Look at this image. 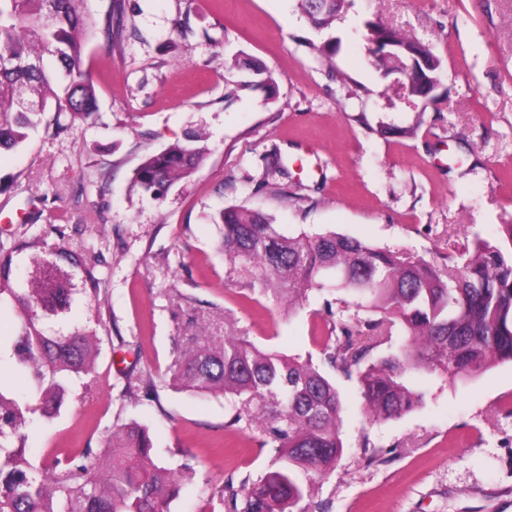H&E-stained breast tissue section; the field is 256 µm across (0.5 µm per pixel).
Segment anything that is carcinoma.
I'll return each mask as SVG.
<instances>
[{
  "label": "carcinoma",
  "mask_w": 512,
  "mask_h": 512,
  "mask_svg": "<svg viewBox=\"0 0 512 512\" xmlns=\"http://www.w3.org/2000/svg\"><path fill=\"white\" fill-rule=\"evenodd\" d=\"M86 0H0V151L21 147L50 106L89 119L96 100L92 74L83 64L85 37L95 23ZM316 28H327L345 0H299ZM382 77L401 76L395 90L432 98L440 60L430 48L388 27L366 23ZM209 154L202 133L191 131L145 158L133 186L153 199L189 179ZM214 224L220 232L231 282L241 297L271 300L288 309L313 290L342 292L353 305L346 322L324 305L322 334L314 337L320 361L263 350L245 336L184 354L168 385L222 396L230 424L256 418L281 466L242 494L214 487L210 499L224 512H307L311 476L328 475L343 453L344 400L327 371L356 377L369 415L399 418L420 406L425 394L412 374L466 379L512 363V224L492 239L448 253V270L433 269L404 251L381 248L335 232L286 235L260 210L228 208ZM37 228L24 242L0 241V303L18 310L20 322L8 349L27 394L0 382V512H167L191 468L158 462L146 426L132 421L98 453L62 449L45 467L27 457V415L58 416L74 380L89 374L100 354L97 329L78 321L79 302L99 299L102 254L80 255L56 244L52 255L67 262L74 279L54 274L57 262L28 255L32 276L16 288L10 276L24 251L40 246ZM404 341L396 343L395 329Z\"/></svg>",
  "instance_id": "cac0c4a2"
}]
</instances>
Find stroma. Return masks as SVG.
Wrapping results in <instances>:
<instances>
[{"instance_id": "35a3bbf8", "label": "stroma", "mask_w": 512, "mask_h": 512, "mask_svg": "<svg viewBox=\"0 0 512 512\" xmlns=\"http://www.w3.org/2000/svg\"><path fill=\"white\" fill-rule=\"evenodd\" d=\"M113 35L89 34L96 115L47 109L38 130L0 154V240L29 218L66 227L64 246L103 253L107 279L82 312L103 340L93 371L60 416L33 417L27 455L107 447L117 421L149 429L157 458L190 465L169 512H208V488L254 483L273 467L260 424L229 426L223 398L161 383L190 348L245 336L286 355L318 356L313 291L287 311L241 302L212 219L230 206L270 214L284 232H335L403 250L437 269L450 243L512 224V0H347L326 29L298 0H87ZM429 46L441 62L433 100H409L373 63L365 21ZM339 42L331 60L318 46ZM259 60L275 94L250 87L235 56ZM366 114L369 123L357 122ZM417 125L415 136L400 130ZM204 130L210 153L157 202L132 185L148 155ZM285 173L263 179L266 164ZM159 397L124 391L126 372ZM345 400L344 450L313 478L309 512H512V364L462 380L431 377L423 404L376 421L357 380ZM370 448H363V441Z\"/></svg>"}]
</instances>
